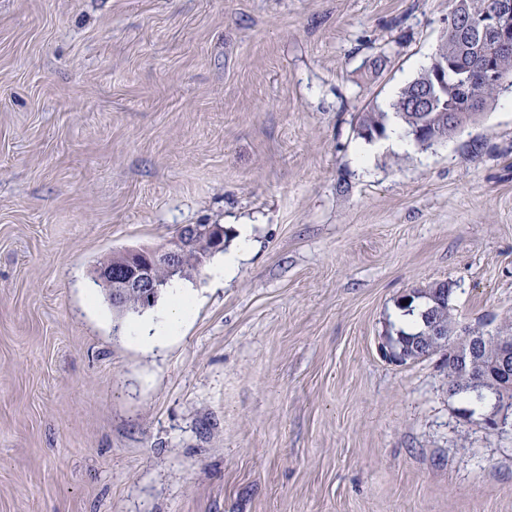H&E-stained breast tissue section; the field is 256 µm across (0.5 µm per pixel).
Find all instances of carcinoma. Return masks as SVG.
Returning a JSON list of instances; mask_svg holds the SVG:
<instances>
[{
  "label": "carcinoma",
  "instance_id": "carcinoma-1",
  "mask_svg": "<svg viewBox=\"0 0 512 512\" xmlns=\"http://www.w3.org/2000/svg\"><path fill=\"white\" fill-rule=\"evenodd\" d=\"M496 0H461L457 20L442 36L431 62L422 69L416 78L406 84L391 101V112L374 108L361 113L357 122L358 135L368 142L380 139L387 134L389 117H394L409 135L416 133V128L425 129V133L415 138L422 145L441 144L452 138L461 128L478 120L496 101L500 93L512 89V52L499 53L493 45L481 37L480 26L493 9ZM448 62L463 71L466 81L460 86L448 78V89L436 99V106L442 110L443 121L434 122L432 112L417 106L416 98L420 91L433 82L434 60ZM415 309L420 316V326L415 332L397 330L403 342L411 346L419 342L426 330L424 308L420 305L407 306L406 310ZM452 391L473 404L486 401L493 403L507 399L512 401V393L503 392L492 386L475 388L468 382L458 381Z\"/></svg>",
  "mask_w": 512,
  "mask_h": 512
}]
</instances>
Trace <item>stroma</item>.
<instances>
[{"mask_svg": "<svg viewBox=\"0 0 512 512\" xmlns=\"http://www.w3.org/2000/svg\"><path fill=\"white\" fill-rule=\"evenodd\" d=\"M448 0H0V512H512V426L378 344L451 284L512 321V91L358 162ZM386 61L378 70L370 63ZM220 224L178 336L94 271Z\"/></svg>", "mask_w": 512, "mask_h": 512, "instance_id": "stroma-1", "label": "stroma"}]
</instances>
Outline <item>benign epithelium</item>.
Segmentation results:
<instances>
[{
    "mask_svg": "<svg viewBox=\"0 0 512 512\" xmlns=\"http://www.w3.org/2000/svg\"><path fill=\"white\" fill-rule=\"evenodd\" d=\"M482 28L499 52H512V0H499L496 11ZM224 248V227L219 224H187L180 228L169 246L163 249L128 250L112 255L120 270L112 266L97 269L98 278L110 291L112 304L119 308L131 305V301L146 307L153 303L159 289L168 280L186 272L185 256L194 253V265L201 268L209 254ZM456 325L438 323L431 329L427 345L419 348L421 357H428L440 349L448 351V365L454 371L474 382L489 379L497 385L512 387V333L497 332L498 353L489 364L476 373L468 370L483 343V337L474 330L462 329L455 336H448V328Z\"/></svg>",
    "mask_w": 512,
    "mask_h": 512,
    "instance_id": "7a95c632",
    "label": "benign epithelium"
}]
</instances>
